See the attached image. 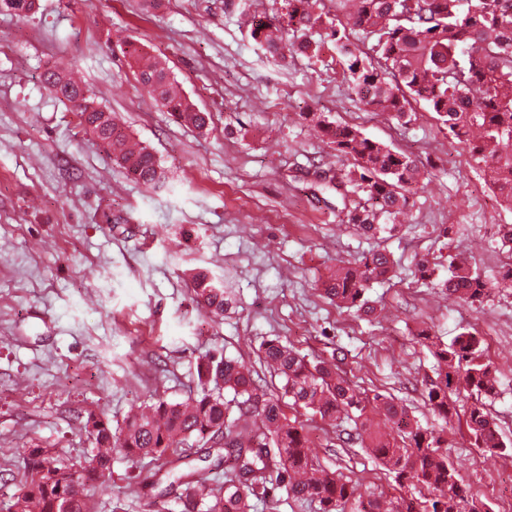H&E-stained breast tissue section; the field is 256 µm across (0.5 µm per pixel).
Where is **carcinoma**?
I'll use <instances>...</instances> for the list:
<instances>
[{"instance_id": "1", "label": "carcinoma", "mask_w": 512, "mask_h": 512, "mask_svg": "<svg viewBox=\"0 0 512 512\" xmlns=\"http://www.w3.org/2000/svg\"><path fill=\"white\" fill-rule=\"evenodd\" d=\"M332 8L313 10V0H283L271 19L252 17L251 36L270 55L281 59L299 52L319 54L324 40L336 43L346 65L352 94L371 112H388L410 121V100L422 101L437 115L448 134L468 145L485 164L488 181L512 208V0H331ZM18 14H30L37 0H0ZM359 35L369 50L354 42ZM138 83L184 126L207 129L210 115L178 91L165 64L139 44L125 50ZM43 82L56 99L78 112L81 124L116 164L148 189L167 187L163 166L148 147L132 141L114 114L72 77L66 65L55 66ZM352 168L334 188L359 197L346 213L347 223L373 237L395 229L396 215L422 172L411 155L374 141L359 130L307 113ZM393 270L387 252L376 251L358 263H343L323 281V293L339 308L366 316L375 307L366 296L372 282ZM192 301L205 314L221 318L232 303L211 272L191 277ZM435 286L467 304L482 303L495 286L455 255H448V274ZM420 342L435 360L436 377L424 398L445 423L458 415L460 390L469 393L465 426L472 444L492 454L512 457L486 400L497 394L492 367L480 361L483 339L463 332L450 343L434 340L423 329ZM259 360L283 379V394L260 390L255 370L214 350L197 367L199 390L182 402L158 398L138 416L114 429L102 412L87 411L80 424L94 448L85 463L64 464L46 448H23L24 468L39 478L25 483L6 512H90L84 493L90 481L112 479L111 449H124L133 462L150 459L165 469L164 480L149 484L156 512H166L170 490H179V512H255L254 500L275 481L288 498L316 502L320 512H474L475 498L458 478L444 448L447 440L414 422L406 406L380 392L360 391L338 366L305 360L279 338L265 341ZM232 398H226V394ZM303 410L336 429L354 424L356 440L397 486L427 490L413 498L386 502L365 498L358 487L323 468L308 453L305 424L286 409ZM199 443L187 451L189 441Z\"/></svg>"}]
</instances>
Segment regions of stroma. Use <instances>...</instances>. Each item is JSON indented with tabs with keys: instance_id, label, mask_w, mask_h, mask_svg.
I'll return each instance as SVG.
<instances>
[{
	"instance_id": "stroma-1",
	"label": "stroma",
	"mask_w": 512,
	"mask_h": 512,
	"mask_svg": "<svg viewBox=\"0 0 512 512\" xmlns=\"http://www.w3.org/2000/svg\"><path fill=\"white\" fill-rule=\"evenodd\" d=\"M281 0H39L25 17L0 10V506L28 474L20 448L82 461L91 445L80 416L94 409L120 425L151 398L181 401L198 390L201 355L258 366L259 348L280 338L310 361H338L360 389L390 393L422 425L438 419L422 393L434 359L416 340L482 336V362L500 379L488 401L512 440V288L469 306L420 279L416 264L466 252L501 277L512 254L497 227L512 224L483 167L450 138L425 104L404 127L365 111L332 49L281 63L250 34L247 16L274 15ZM165 61L212 121L181 125L139 85L127 41ZM66 63L127 132L149 147L170 187L129 177L55 99L42 74ZM321 112L366 137L411 153L423 179L398 229L367 238L347 224L341 198L319 172L351 166L304 118ZM384 250L394 269L372 284L371 320L337 309L321 293L336 264ZM210 270L237 303L210 321L191 299L189 274ZM317 461L396 497L395 482L359 447L308 422ZM451 459L492 512H512V458H490L465 429L446 430ZM112 451V479L90 483L95 512H151L145 478Z\"/></svg>"
}]
</instances>
